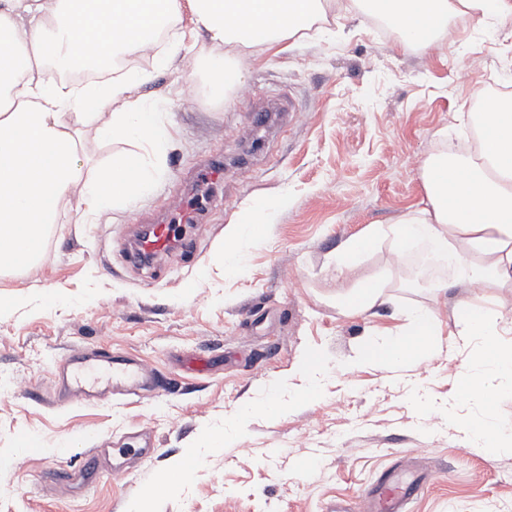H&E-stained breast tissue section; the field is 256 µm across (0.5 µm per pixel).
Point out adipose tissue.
Returning <instances> with one entry per match:
<instances>
[{
    "instance_id": "obj_1",
    "label": "adipose tissue",
    "mask_w": 512,
    "mask_h": 512,
    "mask_svg": "<svg viewBox=\"0 0 512 512\" xmlns=\"http://www.w3.org/2000/svg\"><path fill=\"white\" fill-rule=\"evenodd\" d=\"M191 29L179 28V0H0V271L23 270L43 255L44 238L60 208L75 203V221L94 223L112 209L150 196L163 181L171 132L166 104L139 95L154 71L192 55L198 37L212 47L207 61L210 92L224 96L226 84H243L241 72L227 70L224 50L256 47L300 36L323 9V0H188ZM365 12L393 20L400 34L431 50L448 29L457 7L506 21V0H363ZM172 37L157 51L162 32ZM129 52L150 54L152 68L131 67L95 80L70 83L56 78L81 64L93 66ZM480 128L478 151L463 158L439 149L422 163L421 203L389 224H372L346 239L328 268L337 284L349 285L346 310L372 308L381 295L379 279L357 276L360 259L379 244L402 254L427 243L445 259L449 284L465 288L512 286V102L472 113ZM97 121L101 138L121 139L135 153L113 161L83 180L75 166L79 130ZM440 324L438 308L427 305L409 315L406 330L384 341L367 340L357 363L379 361L399 367L432 356ZM512 322H500L483 308L461 315L456 334L462 345L481 349L457 370L464 395L494 402L512 395ZM474 448H508L512 433L492 413L461 422Z\"/></svg>"
}]
</instances>
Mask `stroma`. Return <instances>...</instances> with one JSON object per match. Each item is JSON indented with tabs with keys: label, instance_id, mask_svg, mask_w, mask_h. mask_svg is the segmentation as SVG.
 <instances>
[{
	"label": "stroma",
	"instance_id": "obj_1",
	"mask_svg": "<svg viewBox=\"0 0 512 512\" xmlns=\"http://www.w3.org/2000/svg\"><path fill=\"white\" fill-rule=\"evenodd\" d=\"M434 52L386 39L370 18L329 12L308 36L258 50L229 49L252 98L235 85L223 100L209 93L198 41L193 83L181 71L155 72L140 94L167 100L175 136L167 176L147 200L75 223L58 215L45 258L0 273V454L36 437L41 445L0 467V512H129L156 474L191 458L192 474L159 494L155 512H329L411 462L441 468L408 512H512V449L465 447L458 419L492 411L512 422V398L486 404L458 394L466 349L455 347L458 302L512 316V288H453L431 360L396 372L365 362L342 372L369 339L403 330L409 311L431 292L405 287L407 262L392 264L389 244L363 255L361 272L387 281L364 313L344 311L326 271L329 257L367 225L386 224L423 197L419 163L440 146L469 139L477 92L512 87V24L459 13ZM469 85L455 74L473 58ZM283 100L287 120L254 136L242 126L253 103ZM88 125L76 166L82 178L128 151ZM221 158L218 185L196 179ZM287 196L270 234L246 245L236 270L223 249L234 223L260 224L259 202ZM200 204L192 245L177 242L148 267L131 264L126 246L141 225L181 203ZM53 289L47 303L43 289ZM103 344L141 360L166 382L146 397L91 402L58 398L54 368L64 357ZM335 366L311 402L272 419L253 415L221 448L201 447L240 407L274 381L299 383L309 350ZM146 431L157 451L128 455L118 474L95 448H126ZM95 462L93 481L73 473Z\"/></svg>",
	"mask_w": 512,
	"mask_h": 512
}]
</instances>
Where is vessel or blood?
Returning a JSON list of instances; mask_svg holds the SVG:
<instances>
[{"label": "vessel or blood", "mask_w": 512, "mask_h": 512, "mask_svg": "<svg viewBox=\"0 0 512 512\" xmlns=\"http://www.w3.org/2000/svg\"><path fill=\"white\" fill-rule=\"evenodd\" d=\"M173 229L157 223L137 241L133 261L145 256L166 253L171 247ZM55 377L64 393L77 401H93L103 395L134 394L153 386L157 378L141 362L97 346L63 359ZM432 480L428 472L415 479L399 481L393 477L379 479L357 502L358 512H406L408 503Z\"/></svg>", "instance_id": "b4317fda"}]
</instances>
